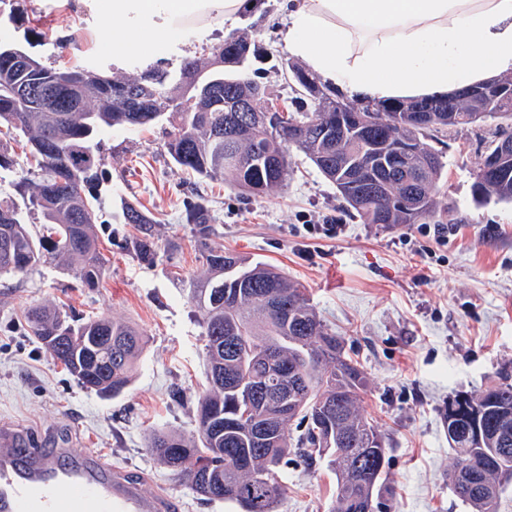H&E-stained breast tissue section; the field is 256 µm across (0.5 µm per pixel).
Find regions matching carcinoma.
<instances>
[{"label":"carcinoma","instance_id":"cac0c4a2","mask_svg":"<svg viewBox=\"0 0 512 512\" xmlns=\"http://www.w3.org/2000/svg\"><path fill=\"white\" fill-rule=\"evenodd\" d=\"M248 44L234 32L207 57L186 58L174 72L148 71L133 81L111 80L84 68L57 71L35 58L28 70L0 68V124L28 136L42 172L26 202H0V276L26 274L40 262L77 256L76 278L96 287L105 262L93 233L98 214L90 198L99 185L103 157L93 139L102 130L149 125L166 113L178 118L166 144L174 163L203 178L222 176L253 195L286 184L288 135L301 130L297 150L336 187L348 212L363 224L384 228L442 217L437 194L445 162L433 146L440 135L504 119L480 165L493 163L501 175L473 183L472 197L479 205L492 199L512 202V148L503 150L512 144V94L480 103L455 92L357 109L293 64L286 75L296 111L269 112L265 88L247 73L255 55L253 48L242 54ZM210 84L224 88V95L207 96ZM175 91L189 96L191 109H182ZM236 97L248 101L251 111H225L227 100ZM357 110L370 120V132L347 130L329 142L318 139L325 123ZM415 112H431L433 119L418 129L410 123ZM407 140L416 152L388 173L380 168L382 191L351 178V169L374 159L377 147ZM32 209L43 219L36 231L26 222ZM186 219L209 269L208 277L190 289L202 312L209 388L198 401L196 435L155 431L148 442L151 454L198 495L233 502L241 512H277L286 493L280 467L294 457L325 459L336 474L337 512H375L388 458L382 433L360 406L363 372L345 357L341 338L318 319L304 289L277 269L213 243L215 229L204 204L190 203ZM131 248L145 261L155 257L146 235L133 238ZM25 320L29 335L84 389L114 397L131 384L145 341L130 324L78 318L41 305L28 308ZM99 336L112 337V344L98 341ZM268 351L288 367V375L272 372L258 359ZM283 386L288 387V414L280 418L271 441L263 443L252 421L268 408L257 393L273 394ZM461 400L468 411L443 416L455 453L451 486L473 512H497L503 488L512 481V442L495 439L501 422L512 421V383L505 379L476 396L458 394L448 405ZM473 412L480 415L487 437L481 445L469 434ZM294 423L305 426L296 437ZM242 451L250 455L247 469L238 464Z\"/></svg>","mask_w":512,"mask_h":512}]
</instances>
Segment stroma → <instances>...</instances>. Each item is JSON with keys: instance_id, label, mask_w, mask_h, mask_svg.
I'll return each instance as SVG.
<instances>
[{"instance_id": "1", "label": "stroma", "mask_w": 512, "mask_h": 512, "mask_svg": "<svg viewBox=\"0 0 512 512\" xmlns=\"http://www.w3.org/2000/svg\"><path fill=\"white\" fill-rule=\"evenodd\" d=\"M285 21L283 0H265L263 12L230 23L216 18L210 41L189 54L212 51L230 32L246 33L260 54L251 68L268 97L290 99L283 76L289 56L280 40ZM106 40V28L93 24L78 0H9L0 12V42L24 46L47 67L133 78L132 70L105 60ZM494 126L490 120L462 130L441 146L446 167L439 200L452 228L441 241L425 223L392 229L360 223L295 149L287 185L253 196L176 166L165 148L168 120L104 133L94 231L109 263L99 287H85L73 270L53 264L0 277V425L23 426L46 445L95 449L140 477L144 494L177 499L179 512H238L234 503L202 499L147 448L152 430L192 432L207 388L201 316L189 300L207 265L184 221L186 202L199 199L215 217V242L279 268L305 288L363 371L360 405L388 448L389 493L380 512H472L451 487L455 456L443 410L456 394H479L501 372L512 373V203L478 206L471 192ZM0 148L12 161L0 171V199L39 182L25 138L0 135ZM126 201L155 219L147 229L153 262L128 248L141 231L120 221ZM326 217L341 224L336 237L293 231ZM39 304L135 325L146 344L130 387L115 398L82 388L29 336L24 312ZM279 476L286 495L278 512H335L336 475L325 461H297Z\"/></svg>"}]
</instances>
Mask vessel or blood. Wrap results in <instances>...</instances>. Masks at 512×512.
<instances>
[{"mask_svg": "<svg viewBox=\"0 0 512 512\" xmlns=\"http://www.w3.org/2000/svg\"><path fill=\"white\" fill-rule=\"evenodd\" d=\"M172 498L142 493L137 478L101 453L47 448L0 427V512H174Z\"/></svg>", "mask_w": 512, "mask_h": 512, "instance_id": "1", "label": "vessel or blood"}]
</instances>
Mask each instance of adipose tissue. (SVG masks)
Returning <instances> with one entry per match:
<instances>
[{
    "label": "adipose tissue",
    "mask_w": 512,
    "mask_h": 512,
    "mask_svg": "<svg viewBox=\"0 0 512 512\" xmlns=\"http://www.w3.org/2000/svg\"><path fill=\"white\" fill-rule=\"evenodd\" d=\"M114 65L144 68L203 43L247 0H89ZM282 41L361 104L441 97L512 74V0H291Z\"/></svg>",
    "instance_id": "adipose-tissue-1"
}]
</instances>
